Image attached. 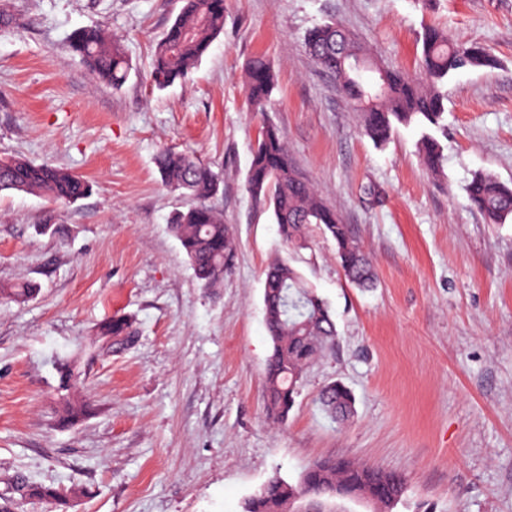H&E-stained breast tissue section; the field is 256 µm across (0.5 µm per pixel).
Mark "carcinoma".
Listing matches in <instances>:
<instances>
[{
	"label": "carcinoma",
	"mask_w": 512,
	"mask_h": 512,
	"mask_svg": "<svg viewBox=\"0 0 512 512\" xmlns=\"http://www.w3.org/2000/svg\"><path fill=\"white\" fill-rule=\"evenodd\" d=\"M179 10L159 40L150 65V80L163 90L185 80L209 51L224 29V0H178ZM304 47L314 62L336 76L353 111L360 114L366 135L377 145L387 144L398 126L421 129L419 141L426 170L440 176L444 169L443 149L435 131L444 130L447 97L445 83L456 71L495 64L481 46L459 45L436 28L423 34L419 75L374 62L367 51L344 28L327 22L311 29ZM71 52L97 78L120 88L129 75V63L118 41L97 29H82L69 37ZM361 57L383 73L380 87L366 89L357 79L348 59ZM275 88L270 63L262 56L246 67L247 100L255 112L266 110ZM164 185L189 197L191 204L177 213L169 224L195 275L207 288H217L224 280L234 252V242L221 215L209 201L219 189V175L192 156L160 152L156 157ZM91 190L83 176L17 156L0 158V192L38 194L58 202L74 203ZM251 198L272 210L281 241L292 253L308 248L306 229L318 224L336 242V258L344 275L361 288L374 284L368 256L350 235L347 225L324 205L313 186L294 165L281 133L272 126L263 128L252 152L246 178ZM469 206L491 224L512 220V187L489 173L479 172L464 188ZM36 293L27 282L0 284V298L24 303ZM265 323L272 343L265 372V398L269 418H288L299 394L304 372L336 339V325L328 303L304 280L289 262L276 261L265 273ZM136 337L131 317L116 315L99 324L97 338L105 349L123 350ZM58 422L69 426L87 417L91 407L81 395L83 372L75 357L58 363ZM320 405L335 419L354 413L355 398L341 382H331L319 395ZM12 505L24 509L51 504L66 509L74 495L71 488L46 487L22 473L4 480ZM335 487L348 494L346 500L361 496L377 512H392L402 499L403 475L369 465H356L343 457L310 464L290 482L280 477L268 481L252 495L243 512H293L295 502H314L321 512H348L346 504L324 499L325 488Z\"/></svg>",
	"instance_id": "cac0c4a2"
}]
</instances>
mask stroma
Instances as JSON below:
<instances>
[{
	"label": "stroma",
	"instance_id": "35a3bbf8",
	"mask_svg": "<svg viewBox=\"0 0 512 512\" xmlns=\"http://www.w3.org/2000/svg\"><path fill=\"white\" fill-rule=\"evenodd\" d=\"M177 11L175 0H0V156L92 186L73 204L0 193V281L39 288L0 303V479L72 487L70 512H242L273 477L341 456L405 476L393 512H512V220L487 223L464 193L481 171L512 186V0H224L201 64L159 90L147 70ZM330 21L411 74L428 26L490 48L494 66L448 80L442 176L422 166L417 127L382 148L364 134L303 45ZM83 27L120 40L121 88L69 51ZM258 55L276 75L263 112L245 85ZM267 124L377 278L356 287L335 241L308 227L296 267L329 303L336 347L306 370L281 423L263 401V288L288 248L245 189ZM163 148L223 178L210 204L235 252L221 287H203L169 229L189 201L162 182ZM116 313L134 317L137 341L100 353L94 326ZM75 353L95 409L61 429L56 365ZM334 381L355 397L343 422L318 402Z\"/></svg>",
	"mask_w": 512,
	"mask_h": 512
}]
</instances>
